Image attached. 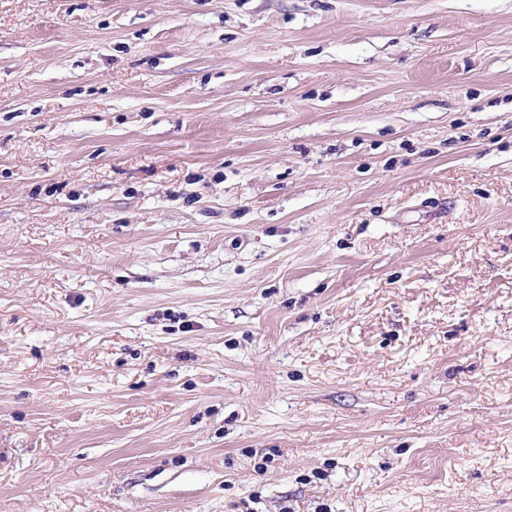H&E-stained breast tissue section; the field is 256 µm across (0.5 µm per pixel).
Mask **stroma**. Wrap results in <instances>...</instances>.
Here are the masks:
<instances>
[{
  "label": "stroma",
  "instance_id": "obj_1",
  "mask_svg": "<svg viewBox=\"0 0 512 512\" xmlns=\"http://www.w3.org/2000/svg\"><path fill=\"white\" fill-rule=\"evenodd\" d=\"M0 512H512V0H0Z\"/></svg>",
  "mask_w": 512,
  "mask_h": 512
}]
</instances>
